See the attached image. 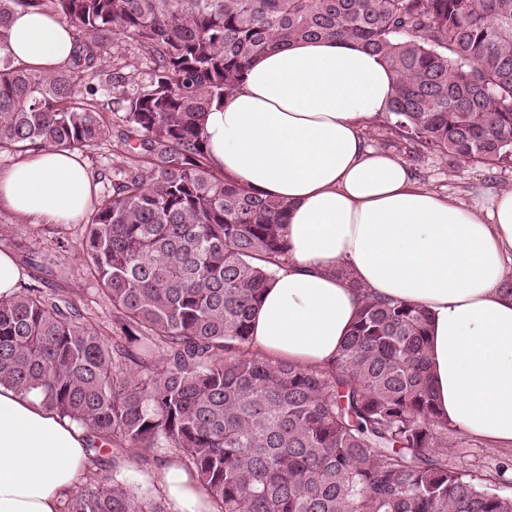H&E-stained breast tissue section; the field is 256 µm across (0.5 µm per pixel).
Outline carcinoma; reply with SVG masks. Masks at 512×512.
Wrapping results in <instances>:
<instances>
[{"instance_id": "obj_1", "label": "carcinoma", "mask_w": 512, "mask_h": 512, "mask_svg": "<svg viewBox=\"0 0 512 512\" xmlns=\"http://www.w3.org/2000/svg\"><path fill=\"white\" fill-rule=\"evenodd\" d=\"M18 8L74 29L70 65L14 68ZM149 66L114 72L113 123L77 98L106 63L105 33ZM334 38L382 55L396 78L388 130L416 164L435 153L512 164V0H0V150H83L117 138L112 193L82 249L108 334L37 275L0 298V384L86 430L94 455L61 512H170L104 477L162 453L194 474L210 512H512L509 464L467 474L434 406L429 315L367 297L333 362L251 352L250 325L288 252V204L219 177L205 112L266 52Z\"/></svg>"}]
</instances>
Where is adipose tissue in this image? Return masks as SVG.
<instances>
[{
	"label": "adipose tissue",
	"mask_w": 512,
	"mask_h": 512,
	"mask_svg": "<svg viewBox=\"0 0 512 512\" xmlns=\"http://www.w3.org/2000/svg\"><path fill=\"white\" fill-rule=\"evenodd\" d=\"M57 15L20 9L7 53L52 71L73 52ZM395 76L378 54L334 39L280 47L254 60L234 92L203 117L213 168L288 204V255L251 323L269 360L327 367L363 294L430 317L429 369L451 427L512 446V190L471 204L420 186L371 148L367 125L387 112ZM97 186L77 153L42 149L0 169V209L75 224ZM85 431L31 394L0 384V512H59L88 466ZM177 512H207L195 476L168 463Z\"/></svg>",
	"instance_id": "1"
}]
</instances>
